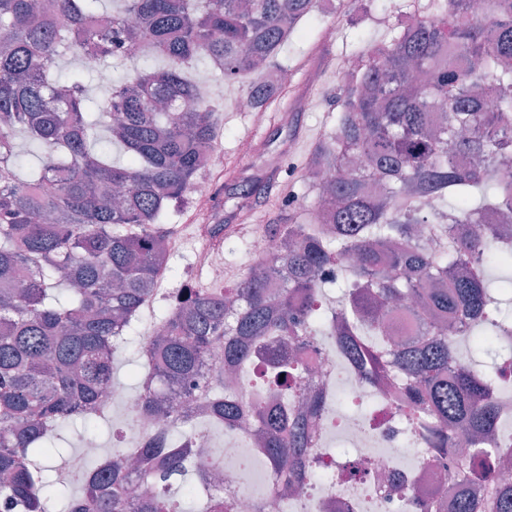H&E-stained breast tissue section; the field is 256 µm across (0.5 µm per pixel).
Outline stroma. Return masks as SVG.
Listing matches in <instances>:
<instances>
[{
    "label": "stroma",
    "mask_w": 512,
    "mask_h": 512,
    "mask_svg": "<svg viewBox=\"0 0 512 512\" xmlns=\"http://www.w3.org/2000/svg\"><path fill=\"white\" fill-rule=\"evenodd\" d=\"M316 20L303 35L289 39L279 60L292 71L293 81L283 87L278 97L263 112H242L237 100L243 94L241 84L225 80L210 66L189 70V77L204 95L224 105V130L213 152L212 162L203 173L213 184L215 196L207 207H191L170 214L175 243L169 265L170 277L161 283L163 294L143 311L138 319L140 335H147L153 322L164 312L166 292L191 281L195 288L210 287L208 263L223 264L225 286H232L245 276L253 262L243 250L247 238L233 233L236 252L225 246H211L207 231L211 224H234L247 215L253 227L268 223L281 204L294 202L310 206L313 195L305 193L301 180L303 167L316 146L327 141L336 130V117L343 97V66L347 59L389 43L391 27L381 26L377 13L362 19L343 10H330L324 0H317ZM315 100L316 107L302 108L303 99ZM252 142L255 152L240 154L241 140ZM280 171L277 185H268V174Z\"/></svg>",
    "instance_id": "obj_1"
}]
</instances>
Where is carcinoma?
<instances>
[{
	"mask_svg": "<svg viewBox=\"0 0 512 512\" xmlns=\"http://www.w3.org/2000/svg\"><path fill=\"white\" fill-rule=\"evenodd\" d=\"M0 0V508L47 512V487L67 495L69 483L47 481L35 457L48 458L65 424L85 416L81 407L102 401L112 386V337L128 342L137 316L155 299L157 254L170 241L166 215L192 202L190 190L223 129L224 105L204 97L188 68L224 59V78L246 85L264 110L281 86L279 55L288 37L310 19L314 0ZM437 0L426 17L399 16L385 47L357 57L346 72L345 99L336 134L304 167L303 186L313 205L280 209L265 225L283 244L271 254L285 270L278 293L256 262L234 286L197 289L186 306L162 317L166 335L137 343L159 369L157 384L141 389L142 409L168 413L165 435L145 444L140 472L153 492L136 512H184L169 492L184 476L183 462L207 437L175 435L185 404L169 406L177 384L190 383L205 414L198 420L227 429L249 417L283 485L301 489L320 478L308 449L314 422L327 402L309 390L305 364L293 355L308 340L334 337L358 367L364 386L404 396L407 428L431 448L448 477L484 483L471 498L462 490L448 512H512V483L499 479L512 467V446L483 447L497 427L495 385L448 346L462 317L475 319L469 347L491 348L495 329L482 323L490 293L473 273V256L492 252L512 262V137L481 133L488 102L512 128V0H490L481 23L448 17ZM499 31L487 37L486 26ZM104 47L101 63L141 62L130 48L145 45L162 68L135 69L114 80L107 95L89 102L82 64L87 46ZM65 57L80 61L58 74ZM464 58L460 68L456 60ZM125 160L112 159V149ZM479 158L462 168L457 157ZM478 211L499 213L482 237L460 239L449 252H430L414 234L417 224H466ZM349 272L346 290L324 306L323 291ZM412 296L414 315L427 313L415 341L395 344L383 334L397 298ZM224 342L223 365L267 356L274 366L266 389L287 391L291 406L224 400V369L201 386L200 362ZM471 469L457 460L460 442ZM108 467L77 468L81 494L68 495L65 512H130L126 449L117 445ZM222 486L210 491L207 512H238Z\"/></svg>",
	"mask_w": 512,
	"mask_h": 512,
	"instance_id": "obj_1",
	"label": "carcinoma"
}]
</instances>
